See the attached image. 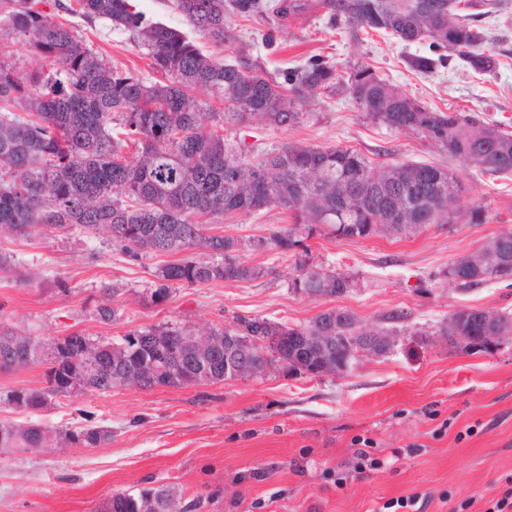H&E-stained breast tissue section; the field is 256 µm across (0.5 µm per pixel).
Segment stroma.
<instances>
[{
	"label": "stroma",
	"mask_w": 512,
	"mask_h": 512,
	"mask_svg": "<svg viewBox=\"0 0 512 512\" xmlns=\"http://www.w3.org/2000/svg\"><path fill=\"white\" fill-rule=\"evenodd\" d=\"M59 22L114 64L146 80L157 75L127 34L104 20L64 11ZM237 40L227 60L276 77L310 58L339 74L366 64L430 109L469 112L512 132V7L483 18L487 50L498 60L488 75L450 59L423 74L408 58L428 42L404 46L379 31L350 37L330 27L322 10L294 19L227 18ZM297 125L254 121L247 143L258 151L283 146H340L382 165L429 163L451 170L463 189L458 215L413 234L336 237L320 224L300 233L297 254L312 267L354 276L340 296L293 292L292 259L277 250H242L237 258L265 269L249 281L220 280L171 291L155 301L169 254L131 259L105 235L76 230L33 237L0 235V325L19 336L50 340L78 332L117 341L164 323L194 329L231 323L235 315L288 326L309 324L329 309L350 312L361 329L390 332L389 353L359 357L342 375L308 377L266 372L217 384L106 393H70L38 412L0 402V422L62 429L91 419L109 430L95 448L58 444L28 453L0 452V512H98L113 495L173 487L180 508L198 512H380L412 494L420 512H485L512 479V334L486 348L449 342L440 333L463 309L512 317V286L488 281L463 290L448 266L491 236L512 231V175L490 176L448 157L434 142L368 120L346 87L319 94ZM480 209V221L470 213ZM290 211L239 212L214 232L245 241L291 227ZM116 321L97 320L102 300ZM401 312L405 321L390 322ZM447 432H440L443 421ZM374 439L381 465L356 472V437Z\"/></svg>",
	"instance_id": "35a3bbf8"
}]
</instances>
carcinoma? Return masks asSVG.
<instances>
[{"instance_id":"cac0c4a2","label":"carcinoma","mask_w":512,"mask_h":512,"mask_svg":"<svg viewBox=\"0 0 512 512\" xmlns=\"http://www.w3.org/2000/svg\"><path fill=\"white\" fill-rule=\"evenodd\" d=\"M331 25L352 34L369 28L394 35L406 44L430 41L448 50L473 71L497 67L491 54L478 51L485 32L480 16L506 10L507 0H319ZM307 0H175L178 10L202 36L217 46L235 35L226 19H288L305 12ZM104 19L127 32L151 59L162 79L147 82L112 65L82 37L55 19V11ZM18 36L22 50L40 56L46 68L24 71L12 58H0V230L33 235L45 228L104 231L130 257L146 251L182 253L159 270L158 300L173 287L216 280H253L265 270L236 258L243 248H272L283 257L299 243L298 226L326 224L344 237H369L378 224H400L409 232L440 224L448 204L458 201L462 185L451 171L423 163L380 166L350 148L286 146L254 153L245 140L220 134L227 124L259 119L271 127L298 124L308 98L344 83L370 121L392 130L423 135L448 157L473 163L489 174L512 172V134L501 124L463 112H434L379 78L364 64L347 75L320 58L282 73L274 81L257 70L205 55L183 32L153 22L132 0H0V31ZM445 56H413L410 65L431 73ZM200 88L224 105L218 111L192 91ZM284 207L293 212L292 228L242 244L209 225L238 211ZM204 249L209 259L191 254ZM299 274L290 284L308 295L339 296L354 286L351 278L308 268L295 259ZM456 287L470 289L489 280H512V232L487 239L473 255L448 266ZM495 335L512 333V318L484 310H460L448 318L443 335L451 342L483 346L487 324ZM191 335L165 324L126 333L119 342L97 341L72 333L51 341L0 330V370L46 365L47 386L13 389L3 401L34 412L69 394L70 380L86 391L108 392L113 379L146 361L158 365L145 388L220 383L251 375L224 368V353L204 370L186 357L159 358L149 337ZM208 336H234L239 346L277 336L266 362L274 370L322 374V363L338 362L348 348L380 331H364L349 312L334 309L308 325L290 327L264 318L237 316ZM332 336L323 349L314 337ZM110 431L96 425L75 430L0 422V449L27 452L58 440L95 448ZM153 497L179 512L168 487L139 496L116 494L112 512H135L138 498Z\"/></svg>"}]
</instances>
